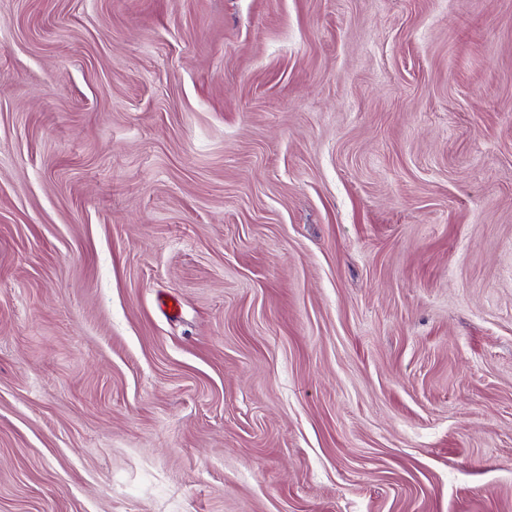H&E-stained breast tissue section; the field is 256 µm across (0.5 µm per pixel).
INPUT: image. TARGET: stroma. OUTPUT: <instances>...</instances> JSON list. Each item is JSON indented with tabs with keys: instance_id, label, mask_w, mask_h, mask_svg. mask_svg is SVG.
Instances as JSON below:
<instances>
[{
	"instance_id": "35a3bbf8",
	"label": "stroma",
	"mask_w": 512,
	"mask_h": 512,
	"mask_svg": "<svg viewBox=\"0 0 512 512\" xmlns=\"http://www.w3.org/2000/svg\"><path fill=\"white\" fill-rule=\"evenodd\" d=\"M0 512H512V0H0Z\"/></svg>"
}]
</instances>
